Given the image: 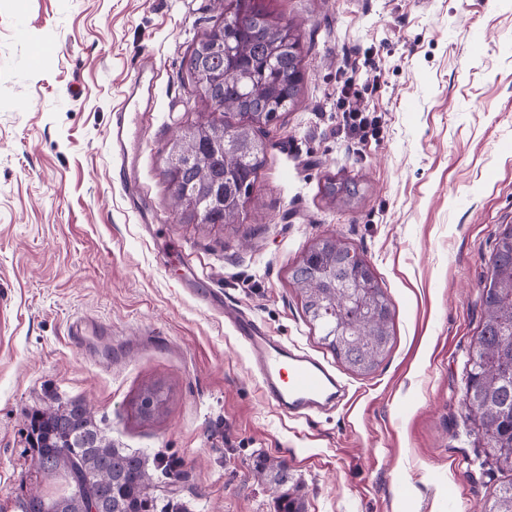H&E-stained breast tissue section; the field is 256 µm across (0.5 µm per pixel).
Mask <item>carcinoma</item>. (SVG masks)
I'll return each instance as SVG.
<instances>
[{
  "mask_svg": "<svg viewBox=\"0 0 512 512\" xmlns=\"http://www.w3.org/2000/svg\"><path fill=\"white\" fill-rule=\"evenodd\" d=\"M223 34L196 41L187 54L188 80L210 111L197 113L180 142L167 152L168 184L183 224H234L239 201L249 195L265 163L259 132L297 103L303 82L298 30L257 0H233L217 17ZM238 121H224V111ZM354 249L334 236L318 239L293 267L291 279L309 322L318 326L336 358L369 374L390 342V300L370 264L352 262ZM481 329L470 342L462 402L485 456L512 472V224L495 236L488 275L480 281ZM165 401L144 392L140 414ZM32 463L44 479L62 481L59 495L35 489L20 512H87L93 496L101 512H180L161 497L156 462L119 448L81 400L50 404L27 414ZM257 479L275 489L277 512H305L288 463L259 458ZM480 512H512V480L500 484Z\"/></svg>",
  "mask_w": 512,
  "mask_h": 512,
  "instance_id": "1",
  "label": "carcinoma"
}]
</instances>
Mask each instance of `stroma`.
I'll use <instances>...</instances> for the list:
<instances>
[{"label":"stroma","instance_id":"stroma-1","mask_svg":"<svg viewBox=\"0 0 512 512\" xmlns=\"http://www.w3.org/2000/svg\"><path fill=\"white\" fill-rule=\"evenodd\" d=\"M300 23V102L266 128L239 223H178L172 139L201 105L185 58L212 0H0V512L35 481L26 415L84 400L119 447L180 460L185 512H276L259 457L287 458L306 512H478L512 473L461 405L479 282L512 224V0H263ZM158 78L130 127L133 188L113 173L112 115ZM376 78L380 131L343 130L336 92ZM357 187L328 198L327 179ZM365 254L391 301L371 373L347 369L303 313L291 270L319 237ZM326 361L345 407H273L223 313ZM88 334L74 343V319ZM166 400L137 412L145 387Z\"/></svg>","mask_w":512,"mask_h":512}]
</instances>
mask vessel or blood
<instances>
[{
	"instance_id": "vessel-or-blood-1",
	"label": "vessel or blood",
	"mask_w": 512,
	"mask_h": 512,
	"mask_svg": "<svg viewBox=\"0 0 512 512\" xmlns=\"http://www.w3.org/2000/svg\"><path fill=\"white\" fill-rule=\"evenodd\" d=\"M154 80L153 70L138 71L125 102L114 114L112 143L120 150L121 166L129 164L125 150L129 116L135 111L144 89L151 87ZM224 316L246 347L266 399L282 413L295 419H307L333 411L343 402L347 388L326 364L298 346L268 335L256 320L235 308L225 307Z\"/></svg>"
}]
</instances>
